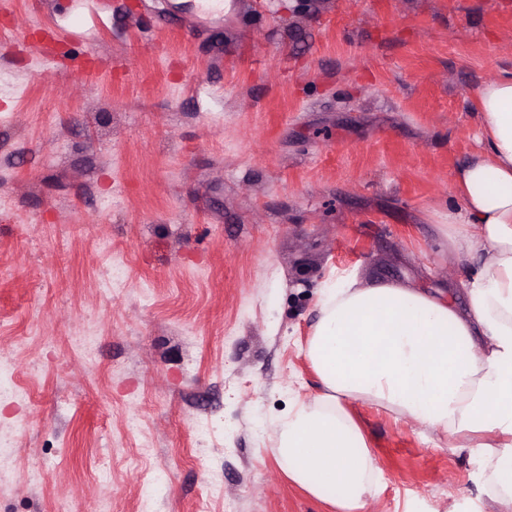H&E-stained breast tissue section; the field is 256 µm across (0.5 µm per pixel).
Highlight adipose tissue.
Returning a JSON list of instances; mask_svg holds the SVG:
<instances>
[{
  "instance_id": "1",
  "label": "adipose tissue",
  "mask_w": 512,
  "mask_h": 512,
  "mask_svg": "<svg viewBox=\"0 0 512 512\" xmlns=\"http://www.w3.org/2000/svg\"><path fill=\"white\" fill-rule=\"evenodd\" d=\"M473 107L483 149L460 167L447 235L476 258L466 309L443 296L359 275L326 285L305 355L322 386L281 421L276 453L311 496L335 487L338 512H364L376 468L351 403L420 423L479 460L488 499L512 506V75Z\"/></svg>"
}]
</instances>
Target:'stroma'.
<instances>
[{"label": "stroma", "mask_w": 512, "mask_h": 512, "mask_svg": "<svg viewBox=\"0 0 512 512\" xmlns=\"http://www.w3.org/2000/svg\"><path fill=\"white\" fill-rule=\"evenodd\" d=\"M1 29L0 512H336L275 452L322 291L465 307L441 226L512 0H0ZM350 412L364 512H497L468 451Z\"/></svg>", "instance_id": "stroma-1"}]
</instances>
